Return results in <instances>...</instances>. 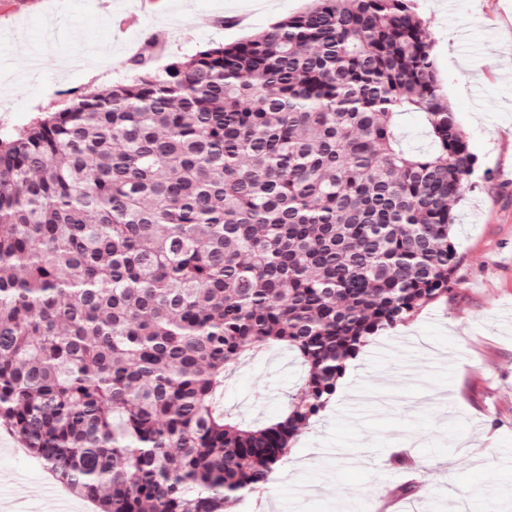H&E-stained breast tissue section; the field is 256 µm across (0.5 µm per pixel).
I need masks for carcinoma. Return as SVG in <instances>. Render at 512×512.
I'll return each mask as SVG.
<instances>
[{
    "mask_svg": "<svg viewBox=\"0 0 512 512\" xmlns=\"http://www.w3.org/2000/svg\"><path fill=\"white\" fill-rule=\"evenodd\" d=\"M474 165L411 0L135 60L0 139V420L100 512H234L371 336L448 299ZM270 346L304 390L252 427L219 397ZM399 134L406 149L418 151L430 147V139L418 113L406 112L400 116Z\"/></svg>",
    "mask_w": 512,
    "mask_h": 512,
    "instance_id": "obj_1",
    "label": "carcinoma"
}]
</instances>
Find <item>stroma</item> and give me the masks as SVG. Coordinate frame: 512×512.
<instances>
[{
	"mask_svg": "<svg viewBox=\"0 0 512 512\" xmlns=\"http://www.w3.org/2000/svg\"><path fill=\"white\" fill-rule=\"evenodd\" d=\"M307 0H0V135L102 91L150 58L160 70L262 33ZM442 93L476 157L453 206L461 257L447 300L372 336L327 409L237 512H512V0H416ZM304 371L271 347L224 382L225 409L261 426L283 414ZM53 477L0 427V503ZM416 482L410 497L400 488Z\"/></svg>",
	"mask_w": 512,
	"mask_h": 512,
	"instance_id": "35a3bbf8",
	"label": "stroma"
}]
</instances>
